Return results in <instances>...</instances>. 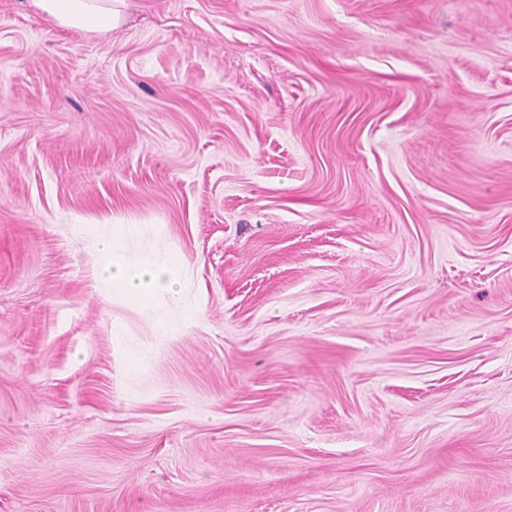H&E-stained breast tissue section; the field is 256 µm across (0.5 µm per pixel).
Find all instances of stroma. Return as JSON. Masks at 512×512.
<instances>
[{"mask_svg":"<svg viewBox=\"0 0 512 512\" xmlns=\"http://www.w3.org/2000/svg\"><path fill=\"white\" fill-rule=\"evenodd\" d=\"M0 512H512V0H0ZM37 11L63 27L106 32L120 26L126 0H30ZM97 250L90 261L95 287L112 288L165 329L180 326L186 310L178 298L179 270L163 249L134 240L142 236L136 224H97ZM166 293L165 306L156 301Z\"/></svg>","mask_w":512,"mask_h":512,"instance_id":"35a3bbf8","label":"stroma"}]
</instances>
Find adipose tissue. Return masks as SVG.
<instances>
[{"label":"adipose tissue","instance_id":"ef3b65f1","mask_svg":"<svg viewBox=\"0 0 512 512\" xmlns=\"http://www.w3.org/2000/svg\"><path fill=\"white\" fill-rule=\"evenodd\" d=\"M37 11L63 27L106 32L122 23L127 0H31ZM90 261L95 286L111 288L165 329L180 326L186 310L178 298L179 270L163 249L142 242L136 225L100 224Z\"/></svg>","mask_w":512,"mask_h":512}]
</instances>
